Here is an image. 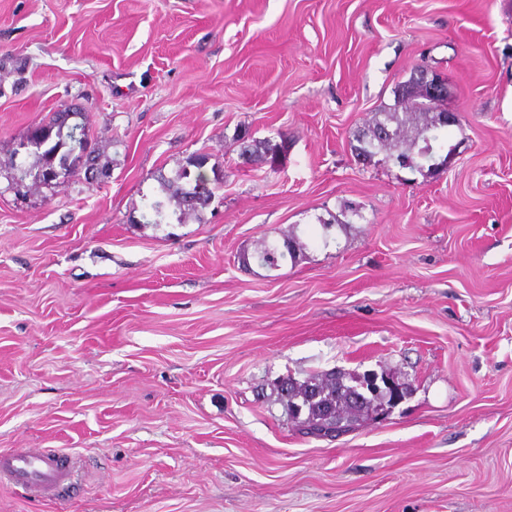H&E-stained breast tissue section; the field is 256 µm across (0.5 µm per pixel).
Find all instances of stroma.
<instances>
[{
  "label": "stroma",
  "instance_id": "1",
  "mask_svg": "<svg viewBox=\"0 0 512 512\" xmlns=\"http://www.w3.org/2000/svg\"><path fill=\"white\" fill-rule=\"evenodd\" d=\"M425 66L445 169L354 132ZM79 109L107 174L22 193L5 163ZM282 145L246 162L235 136ZM195 151L199 217L146 223ZM337 219L331 231L321 223ZM295 232L297 263L259 265ZM341 368L410 394L316 439L273 386ZM65 450L0 512H512V0H0V452ZM382 375L380 376L383 380H390L394 383H396L397 385H399L402 389L398 388L395 384H393L392 382L388 381L387 384H386V388L388 390V393H389V405H384V408L382 410H380V412L375 415L377 416V420H384V419H387L388 416L393 412V410L400 404L402 403L405 398L409 395V394H404L402 395L401 394V390L402 391H406L408 390V387L404 384V383H399L397 380H395L392 376L388 375V374H385V373H381ZM389 377H387V376ZM391 377V378H390ZM395 380V381H394Z\"/></svg>",
  "mask_w": 512,
  "mask_h": 512
}]
</instances>
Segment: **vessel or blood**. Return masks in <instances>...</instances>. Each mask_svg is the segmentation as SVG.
I'll list each match as a JSON object with an SVG mask.
<instances>
[{"label": "vessel or blood", "mask_w": 512, "mask_h": 512, "mask_svg": "<svg viewBox=\"0 0 512 512\" xmlns=\"http://www.w3.org/2000/svg\"><path fill=\"white\" fill-rule=\"evenodd\" d=\"M71 456L47 448H23L0 454V480L44 498H54L60 487L70 483Z\"/></svg>", "instance_id": "1"}]
</instances>
